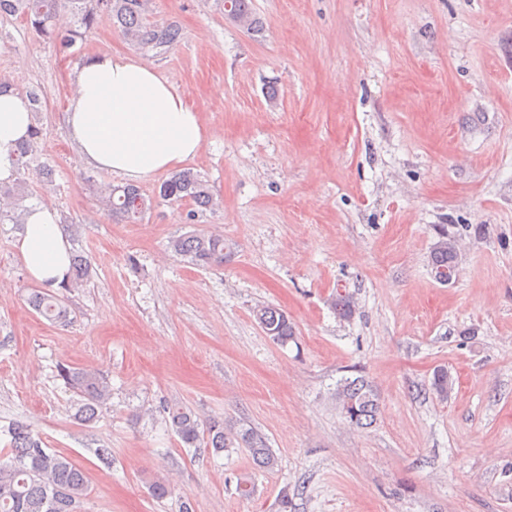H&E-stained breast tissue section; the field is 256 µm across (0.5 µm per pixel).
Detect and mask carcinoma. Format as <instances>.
<instances>
[{
    "label": "carcinoma",
    "mask_w": 512,
    "mask_h": 512,
    "mask_svg": "<svg viewBox=\"0 0 512 512\" xmlns=\"http://www.w3.org/2000/svg\"><path fill=\"white\" fill-rule=\"evenodd\" d=\"M225 19L231 23L254 30L261 25L252 9L250 0H224ZM68 6L75 17V27L62 34L56 30L54 20L59 7ZM152 0H0V16L21 15L40 36L54 43L62 56L70 53L77 40L90 31L98 19L107 16L112 26L124 38L146 53L164 50L177 45L182 30L175 24L157 25L149 21ZM42 131L32 125L29 139L18 146L14 153L16 169H30L36 164L35 173L44 185L54 182L55 169L47 163H38V144ZM89 189L106 205L112 215L134 221L152 205V198L131 184L115 186L100 182L93 176L85 178ZM29 196L28 182L24 177L0 188V223L9 220L21 223L19 214H7L9 202L20 205ZM155 196L171 204L189 203L191 213L208 210L215 205L208 181L201 174L183 169L163 181ZM170 249L185 262L197 267L224 263V237L192 233L176 237L169 242ZM454 240L442 234L434 244L429 265L435 276H446L455 266ZM95 275L91 263L80 252H71L68 280L58 290L46 288L33 290L28 304L38 314L53 323L67 322L68 309L65 294L89 282ZM263 331L277 344L288 345L295 339L294 324L288 313L274 306H261L253 311ZM57 376L80 396L76 418L91 424L98 418L99 409L111 396L108 378L92 369L68 364L57 366ZM453 381L444 368L436 370L432 389L441 400L448 398ZM336 400L344 418L353 426H372L380 411L379 399L372 386L363 378H346L337 386ZM165 419L180 442L187 448H210L218 454L226 448H245L253 462L260 468L272 469L276 459L267 438L250 426L233 430L224 429V423L211 420L204 424L192 411L178 404L163 406ZM9 441L0 450V512H85L84 503L89 493L86 471L69 456L46 447L29 424L15 420L7 430Z\"/></svg>",
    "instance_id": "obj_1"
}]
</instances>
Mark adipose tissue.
<instances>
[{"mask_svg": "<svg viewBox=\"0 0 512 512\" xmlns=\"http://www.w3.org/2000/svg\"><path fill=\"white\" fill-rule=\"evenodd\" d=\"M78 165L140 181L194 158L204 142L198 112L177 86L151 65L128 55L105 54L77 69L65 115ZM32 117L23 96L0 93V183L15 180L13 154L27 139ZM15 248L28 276L59 287L70 270V244L57 213L29 208Z\"/></svg>", "mask_w": 512, "mask_h": 512, "instance_id": "obj_1", "label": "adipose tissue"}]
</instances>
